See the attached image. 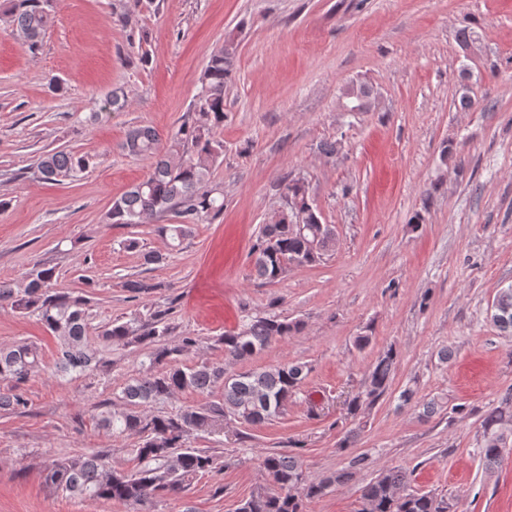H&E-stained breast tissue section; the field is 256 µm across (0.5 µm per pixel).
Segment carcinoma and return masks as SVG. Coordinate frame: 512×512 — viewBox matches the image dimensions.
<instances>
[{
    "instance_id": "1",
    "label": "carcinoma",
    "mask_w": 512,
    "mask_h": 512,
    "mask_svg": "<svg viewBox=\"0 0 512 512\" xmlns=\"http://www.w3.org/2000/svg\"><path fill=\"white\" fill-rule=\"evenodd\" d=\"M0 13L11 31L21 35L35 51L54 18V0H6ZM234 35L214 52L200 75V91L192 104L191 121L180 126L164 144L150 127L129 131L125 149L134 156L152 160L146 179L115 199L107 214L111 224H142L169 214L174 224H158L156 232L171 243H182L194 227L214 220L224 212V190L211 183L214 164L224 153L219 130L226 118L225 95L236 65ZM368 112L375 98L371 86L353 83ZM90 166V159L59 150L41 156L38 171L48 181L61 182ZM284 207L260 227L252 245L254 271L258 279L275 282L288 266L312 265L335 247L331 225L321 214L300 178L283 188ZM55 270L39 266L27 275L21 288L0 282V307L37 315L57 339V366L64 375L92 371L102 359L87 342L88 298L53 288ZM491 318L504 331L512 330V285L498 290ZM301 324L278 316H252L236 330L218 339L224 360L247 363L275 341L299 331ZM172 327L166 311L148 313L141 324L112 321L102 336L112 345H144L150 349L148 366L128 379L121 390L124 407L100 412L99 426L112 436H136L132 449L139 468L134 472L111 468L99 454H83L52 461L45 480L72 499L116 502L132 508L151 509L157 499L178 497L197 476L216 469V457L194 448L190 439L198 434L224 432L231 422L260 426L277 419L288 400L295 396L309 369L300 362L269 368H248L227 373L222 363L188 366L182 357L198 344L194 336H182L167 345ZM398 361L389 347L376 359L362 390L350 397L346 409L357 416L362 407L374 405L388 393ZM36 347L21 343L0 348V379L11 386L0 391V410L26 407L20 385L39 367ZM202 394L219 393L217 399L198 407L147 416L143 408L173 399L184 390ZM484 440L481 456L487 468L501 465L512 435V418L501 409L489 412L482 421ZM365 457L350 458L348 466L318 479L307 476L298 453L270 452L261 458L268 484L239 501L235 512H309L310 505L335 487L347 483ZM455 504L432 492L411 488V473L399 466L382 469L361 489L359 512H454Z\"/></svg>"
}]
</instances>
